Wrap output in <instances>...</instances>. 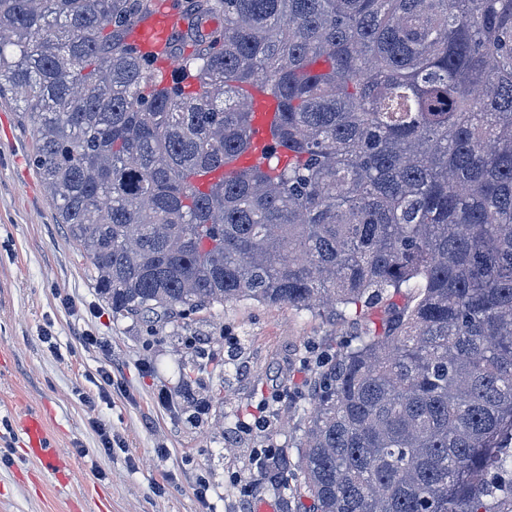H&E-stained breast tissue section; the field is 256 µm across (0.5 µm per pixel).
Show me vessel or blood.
<instances>
[{"instance_id": "obj_1", "label": "vessel or blood", "mask_w": 512, "mask_h": 512, "mask_svg": "<svg viewBox=\"0 0 512 512\" xmlns=\"http://www.w3.org/2000/svg\"><path fill=\"white\" fill-rule=\"evenodd\" d=\"M187 23L172 0H155L150 12L132 29L129 40L145 55L151 56L162 76H169L175 67L174 59L168 54L172 37L186 31ZM252 96V145L235 159L237 169L263 164L270 153L273 142L271 131L277 122L278 112L275 99L258 89H251ZM29 451L33 457L50 471L60 469V457L55 449L49 448L45 429L39 417H28L24 424Z\"/></svg>"}]
</instances>
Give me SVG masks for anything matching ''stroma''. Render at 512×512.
<instances>
[{"mask_svg": "<svg viewBox=\"0 0 512 512\" xmlns=\"http://www.w3.org/2000/svg\"><path fill=\"white\" fill-rule=\"evenodd\" d=\"M21 110L0 100V512H300L256 455L283 450L296 467L304 361L381 328L383 311L321 318L228 302L156 331L113 317L54 220ZM27 409L43 414L64 476L30 456Z\"/></svg>", "mask_w": 512, "mask_h": 512, "instance_id": "obj_1", "label": "stroma"}]
</instances>
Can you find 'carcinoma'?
<instances>
[{"mask_svg": "<svg viewBox=\"0 0 512 512\" xmlns=\"http://www.w3.org/2000/svg\"><path fill=\"white\" fill-rule=\"evenodd\" d=\"M152 5L0 0V99L112 314L409 288L319 360L299 475L267 468L305 512H512V0H173L170 80L128 41ZM257 81L267 164L198 189L249 149Z\"/></svg>", "mask_w": 512, "mask_h": 512, "instance_id": "carcinoma-1", "label": "carcinoma"}]
</instances>
